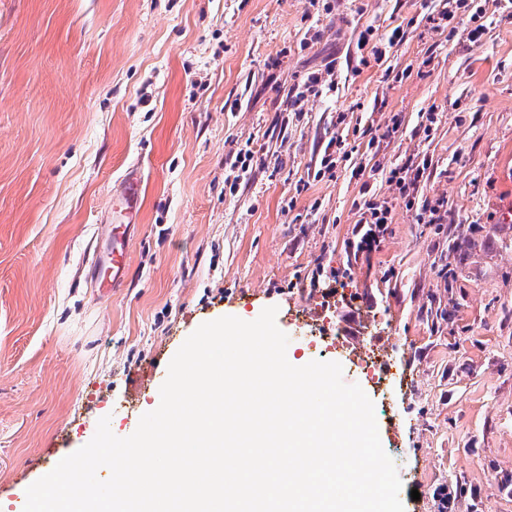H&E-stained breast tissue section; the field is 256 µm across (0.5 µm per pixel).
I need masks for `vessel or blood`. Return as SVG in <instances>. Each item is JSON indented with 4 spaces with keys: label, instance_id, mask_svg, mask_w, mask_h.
Instances as JSON below:
<instances>
[{
    "label": "vessel or blood",
    "instance_id": "b4317fda",
    "mask_svg": "<svg viewBox=\"0 0 512 512\" xmlns=\"http://www.w3.org/2000/svg\"><path fill=\"white\" fill-rule=\"evenodd\" d=\"M140 192L141 185L138 178L132 177L112 193V226L108 233L112 245L103 249L95 261L99 286L103 293H110L112 288L122 280L128 269L129 236L127 230L136 221Z\"/></svg>",
    "mask_w": 512,
    "mask_h": 512
}]
</instances>
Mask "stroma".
<instances>
[{
	"label": "stroma",
	"instance_id": "obj_1",
	"mask_svg": "<svg viewBox=\"0 0 512 512\" xmlns=\"http://www.w3.org/2000/svg\"><path fill=\"white\" fill-rule=\"evenodd\" d=\"M467 2L440 34L447 0H0V512L102 417L131 435L202 323L269 306L301 363L322 326L395 359L375 418L404 512H512V19ZM397 27L384 57L358 50ZM330 63L335 95L290 111ZM337 137L351 157L318 177ZM424 157L439 224L387 180ZM133 172L129 271L103 297ZM367 188L392 212L363 252ZM141 185L137 177L127 179L112 193V228L107 243L112 238V249L106 246L96 257L97 277L103 294H108L124 277L128 266L129 236L127 230L135 224L139 209Z\"/></svg>",
	"mask_w": 512,
	"mask_h": 512
}]
</instances>
